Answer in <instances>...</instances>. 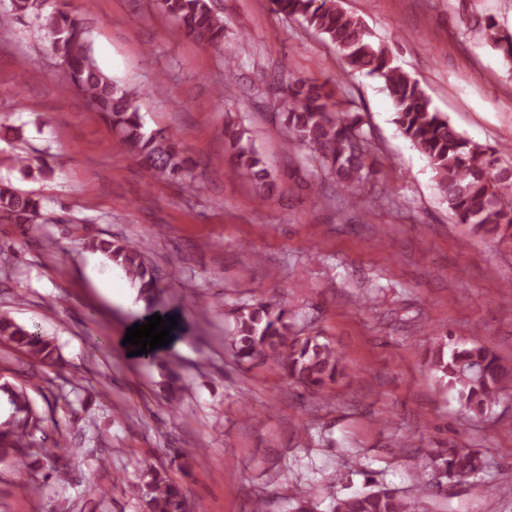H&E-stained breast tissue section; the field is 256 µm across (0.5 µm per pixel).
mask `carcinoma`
Here are the masks:
<instances>
[{"instance_id":"obj_1","label":"carcinoma","mask_w":512,"mask_h":512,"mask_svg":"<svg viewBox=\"0 0 512 512\" xmlns=\"http://www.w3.org/2000/svg\"><path fill=\"white\" fill-rule=\"evenodd\" d=\"M277 15L294 18L322 35L340 54L344 68L360 72L383 84L394 107V123L403 137L426 157L435 174L442 200L457 223L471 232L497 242H512V165L502 156L508 146L482 144L464 136L433 108L420 81L396 65L387 46L376 40L365 23L342 6V0H269ZM180 32L200 45L218 47L224 42V17L211 0H155ZM28 17L47 31L56 54L64 64L63 90L81 94L101 118L138 157L150 178L182 187L193 184L196 163L181 148V136L164 130H145L137 108L136 91L115 83L92 55L90 31L83 19L57 7V0H10V10L0 12V26ZM497 53L512 69V31L495 17L466 24L461 32ZM278 115L288 133V143L310 152L324 174L348 193L358 207L356 190L378 173L373 144L359 112L341 98L336 84L307 77L288 78L275 87ZM230 145L226 170L247 181L255 193L267 198L277 190V179L246 136V130L228 116L224 130ZM28 176L44 177L51 170L46 161L32 165L23 154L14 158ZM0 220L11 224H51L42 213L40 199L32 192L0 182ZM90 246L123 268L146 299L158 288L156 269L145 250L112 240H93ZM0 339L13 343L39 364L56 360L53 342L38 330L0 314ZM231 350L241 364H274L285 379L306 389L321 391L341 374L336 348L318 336H293L287 312L272 301H261L240 310ZM429 365L438 380L456 391L461 406L475 417L482 416L499 398L512 392V366L488 348L457 343L448 348L438 341L429 355ZM14 406L13 427L0 439V457L27 465L28 439L39 417L21 388L4 387ZM445 469L448 485L476 477L484 469L479 452L448 447L446 453L429 456ZM132 492L147 512H188L189 500L180 485L164 469L141 474ZM423 512L422 501L396 490L355 493L338 497L333 512H405L406 506Z\"/></svg>"}]
</instances>
